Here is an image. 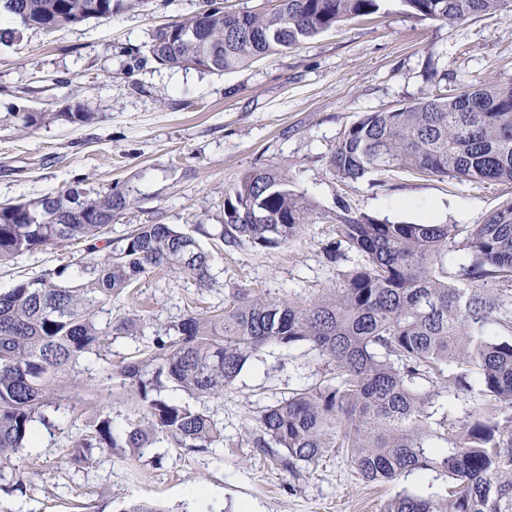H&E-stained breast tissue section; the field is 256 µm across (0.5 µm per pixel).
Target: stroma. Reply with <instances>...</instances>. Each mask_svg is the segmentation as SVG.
I'll return each mask as SVG.
<instances>
[{
	"label": "stroma",
	"instance_id": "obj_1",
	"mask_svg": "<svg viewBox=\"0 0 512 512\" xmlns=\"http://www.w3.org/2000/svg\"><path fill=\"white\" fill-rule=\"evenodd\" d=\"M260 13L272 0H145L143 6L48 33L28 29L0 45V203L36 201L75 187L90 194H123L128 207L108 227L120 241L140 224H170L195 233L210 255L209 285L155 271L130 294L113 298L103 319L140 316L146 333L194 312L213 315L238 291L268 299H311L342 287L362 263L348 253L332 262L339 204L392 223H482L512 200V183L466 182L432 174L377 172L341 182L329 161L339 138L363 113L425 99L435 85L434 63L449 88L481 79L512 82V11L460 23L421 20L399 6L361 17L229 73L171 69L152 60V33L193 17L209 4ZM88 102V125L59 122L24 136L13 112L59 110ZM273 166L291 189L312 201L315 223L286 246L225 247L224 194L249 170ZM82 244L49 246L0 264V291L49 269L74 266ZM333 363L308 346L269 345L245 365L220 400H192L224 426V440L200 453L160 442L134 467L106 450L82 469L64 453L78 430L67 408L53 427L40 428L36 447L16 455L0 473V512H84L96 505L119 512L135 501H157L167 512H380L398 491L445 492L446 477L409 475L391 486L364 482L348 458H323L296 480L257 455L249 432L267 407L291 388L330 376ZM208 497H198L197 486Z\"/></svg>",
	"mask_w": 512,
	"mask_h": 512
}]
</instances>
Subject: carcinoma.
<instances>
[{"label": "carcinoma", "instance_id": "1", "mask_svg": "<svg viewBox=\"0 0 512 512\" xmlns=\"http://www.w3.org/2000/svg\"><path fill=\"white\" fill-rule=\"evenodd\" d=\"M396 1L421 19L448 23L501 12L509 0H277L269 12L230 13L218 7L157 29L149 52L170 68L231 72L289 49L336 24L384 14ZM142 0H0V44L29 28L46 32L109 19ZM30 134L48 122L87 125L88 103L56 112L13 113ZM337 178L354 183L380 171L451 175L495 184L512 182V86L481 83L438 88L394 110L367 112L343 134L331 155ZM126 197L90 196L70 187L38 201L0 203V262L48 246L86 243L77 265L44 273L0 292V465L50 425L45 411L76 387L80 362L108 365L106 379L82 381L86 398L70 406L83 431L67 460L80 465L96 449L131 464L166 439L203 452L223 439L213 417L169 394L219 399L249 359L267 345L308 344L335 365L334 375L295 389L268 407L250 431L252 447L295 479L331 451L344 448L365 480L396 483L410 474L440 472L448 495L399 492L381 512H512V200L467 228L465 261L448 276L455 224L391 223L343 204L336 213L339 261L355 252L363 264L342 288L310 300L244 295L222 314H189L143 341L138 354L112 363L103 352L112 335L142 336L140 319H98L112 297L155 270H178L205 286L209 256L198 240L168 224H140L121 242L105 229ZM262 221H254L255 214ZM313 203L288 188L272 167L249 171L225 191L220 240L262 248L288 244L315 223ZM131 400L125 426L110 414L86 415V405L112 392V379ZM466 392L475 411L459 427L431 421L436 389Z\"/></svg>", "mask_w": 512, "mask_h": 512}]
</instances>
